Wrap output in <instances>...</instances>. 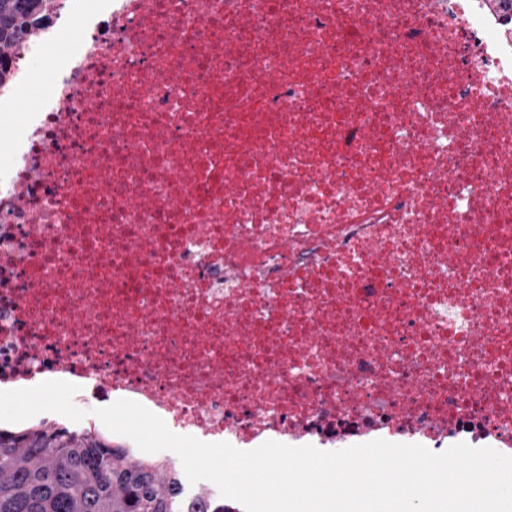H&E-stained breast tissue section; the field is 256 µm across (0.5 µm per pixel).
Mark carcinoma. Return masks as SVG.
I'll return each instance as SVG.
<instances>
[{
	"label": "carcinoma",
	"instance_id": "carcinoma-1",
	"mask_svg": "<svg viewBox=\"0 0 512 512\" xmlns=\"http://www.w3.org/2000/svg\"><path fill=\"white\" fill-rule=\"evenodd\" d=\"M58 0H0L5 62L46 26ZM0 512H243L175 463L136 457L102 432L60 423L0 429Z\"/></svg>",
	"mask_w": 512,
	"mask_h": 512
}]
</instances>
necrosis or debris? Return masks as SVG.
Returning a JSON list of instances; mask_svg holds the SVG:
<instances>
[{
    "label": "necrosis or debris",
    "mask_w": 512,
    "mask_h": 512,
    "mask_svg": "<svg viewBox=\"0 0 512 512\" xmlns=\"http://www.w3.org/2000/svg\"><path fill=\"white\" fill-rule=\"evenodd\" d=\"M0 169V389L245 450L512 452V40L475 0H126Z\"/></svg>",
    "instance_id": "4bbe7bcc"
}]
</instances>
